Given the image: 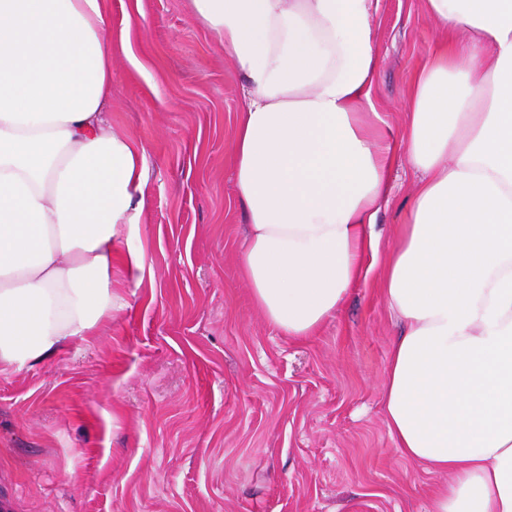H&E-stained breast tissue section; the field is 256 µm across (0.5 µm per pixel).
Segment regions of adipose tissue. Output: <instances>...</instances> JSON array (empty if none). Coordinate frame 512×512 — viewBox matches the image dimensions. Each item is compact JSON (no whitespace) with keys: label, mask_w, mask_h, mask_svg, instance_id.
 Masks as SVG:
<instances>
[{"label":"adipose tissue","mask_w":512,"mask_h":512,"mask_svg":"<svg viewBox=\"0 0 512 512\" xmlns=\"http://www.w3.org/2000/svg\"><path fill=\"white\" fill-rule=\"evenodd\" d=\"M246 82L234 143L239 267L294 338L343 306L398 158L423 175L382 296L404 325L382 383L403 455L447 475L430 512H512V0H426L446 48L403 145L371 102L378 0H193ZM104 0H0V371L84 343L123 309L115 269L148 195L107 117Z\"/></svg>","instance_id":"1"}]
</instances>
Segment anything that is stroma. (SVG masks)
<instances>
[{
	"label": "stroma",
	"instance_id": "obj_1",
	"mask_svg": "<svg viewBox=\"0 0 512 512\" xmlns=\"http://www.w3.org/2000/svg\"><path fill=\"white\" fill-rule=\"evenodd\" d=\"M112 129L145 149L139 232L151 270L95 336L0 373V512H427L442 477L407 460L381 382L400 323L365 258L343 307L294 339L238 267L248 218L233 147L245 80L192 0H106ZM372 101L409 123L415 74L442 43L425 0H379ZM421 178L389 175L380 249Z\"/></svg>",
	"mask_w": 512,
	"mask_h": 512
}]
</instances>
